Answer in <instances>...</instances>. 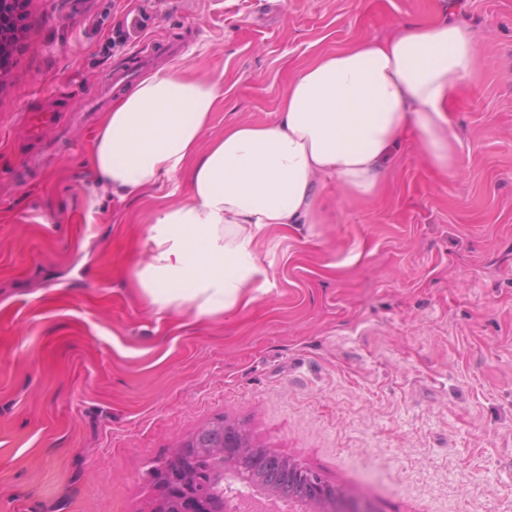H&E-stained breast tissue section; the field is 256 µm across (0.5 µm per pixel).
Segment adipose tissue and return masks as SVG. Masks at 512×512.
<instances>
[{"label": "adipose tissue", "mask_w": 512, "mask_h": 512, "mask_svg": "<svg viewBox=\"0 0 512 512\" xmlns=\"http://www.w3.org/2000/svg\"><path fill=\"white\" fill-rule=\"evenodd\" d=\"M477 40L450 21L399 24L299 69L275 121L226 126L201 148L221 80L162 70L117 99L87 163L113 194L138 197L187 172L186 200L160 208L144 232L148 259L134 279L158 312L201 320L247 307L275 278L271 230L323 221L321 188L373 194L406 133L447 175L457 164L448 100L472 77Z\"/></svg>", "instance_id": "adipose-tissue-1"}]
</instances>
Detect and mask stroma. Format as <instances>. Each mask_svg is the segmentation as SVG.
Masks as SVG:
<instances>
[{
	"label": "stroma",
	"mask_w": 512,
	"mask_h": 512,
	"mask_svg": "<svg viewBox=\"0 0 512 512\" xmlns=\"http://www.w3.org/2000/svg\"><path fill=\"white\" fill-rule=\"evenodd\" d=\"M0 72V512H147L153 463L229 416L373 512H512V0H27ZM452 18L478 68L448 104L455 176L402 140L381 186L272 234L275 279L181 326L131 279L190 189L104 190L86 158L140 51L225 95L205 140L268 123L320 54ZM69 93L57 98L59 85ZM21 112H58L31 139ZM44 155L42 165L24 160Z\"/></svg>",
	"instance_id": "1"
}]
</instances>
